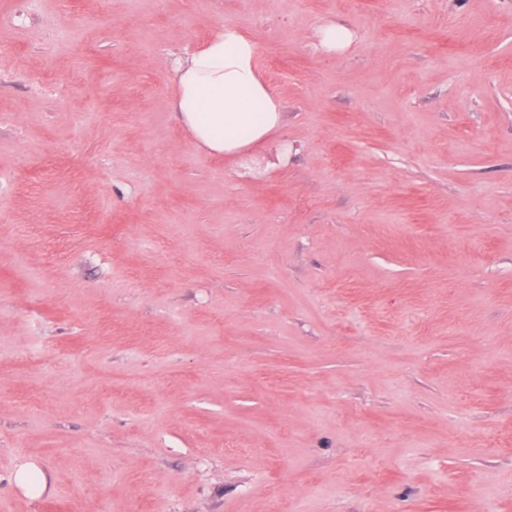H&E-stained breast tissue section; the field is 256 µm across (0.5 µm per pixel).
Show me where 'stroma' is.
<instances>
[{
  "mask_svg": "<svg viewBox=\"0 0 512 512\" xmlns=\"http://www.w3.org/2000/svg\"><path fill=\"white\" fill-rule=\"evenodd\" d=\"M228 23L254 176L168 108ZM0 202V512H512V0H0ZM319 46L330 53L347 49L352 41L351 30L336 22H331L320 27L316 33Z\"/></svg>",
  "mask_w": 512,
  "mask_h": 512,
  "instance_id": "35a3bbf8",
  "label": "stroma"
}]
</instances>
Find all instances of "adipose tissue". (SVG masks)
Returning <instances> with one entry per match:
<instances>
[{"label": "adipose tissue", "mask_w": 512, "mask_h": 512, "mask_svg": "<svg viewBox=\"0 0 512 512\" xmlns=\"http://www.w3.org/2000/svg\"><path fill=\"white\" fill-rule=\"evenodd\" d=\"M175 95L169 105L192 142L248 167L257 148L285 126V105L264 80L254 43L234 24H226L175 61Z\"/></svg>", "instance_id": "adipose-tissue-1"}]
</instances>
